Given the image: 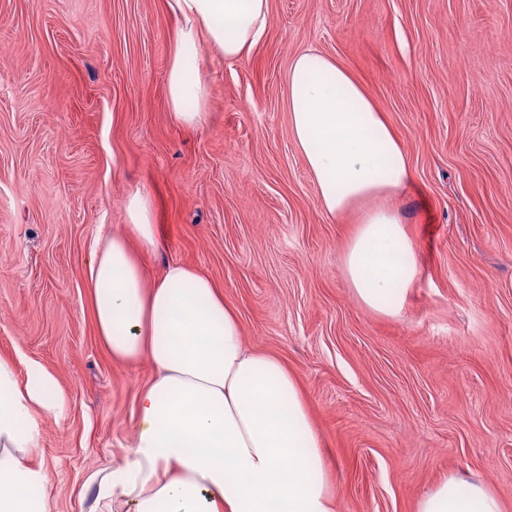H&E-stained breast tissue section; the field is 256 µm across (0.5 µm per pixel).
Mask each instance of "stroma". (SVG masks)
I'll use <instances>...</instances> for the list:
<instances>
[{
	"label": "stroma",
	"mask_w": 512,
	"mask_h": 512,
	"mask_svg": "<svg viewBox=\"0 0 512 512\" xmlns=\"http://www.w3.org/2000/svg\"><path fill=\"white\" fill-rule=\"evenodd\" d=\"M249 57L203 50L209 125L168 116L165 0H0V357L40 362L72 402L35 454L54 512L130 440L149 359L113 361L86 270L135 189L156 204L151 272L211 279L248 348L297 377L338 512H416L448 475L512 512V0H270ZM334 57L409 156L391 204L418 272L400 315L347 278L357 211L332 217L292 140L298 51Z\"/></svg>",
	"instance_id": "stroma-1"
}]
</instances>
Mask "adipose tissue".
I'll return each instance as SVG.
<instances>
[{
    "mask_svg": "<svg viewBox=\"0 0 512 512\" xmlns=\"http://www.w3.org/2000/svg\"><path fill=\"white\" fill-rule=\"evenodd\" d=\"M176 20L166 90L171 120L204 129L209 81L201 44L247 58L265 35L270 0H166ZM293 142L329 216L363 206L345 255L359 300L399 315L417 267L400 213L386 205L411 182L409 158L383 112L353 76L314 48L287 73ZM120 232L97 241L87 263L97 334L115 362L150 358L154 380L137 398L133 437L112 465L89 473L85 512H335L324 445L295 375L247 349L235 312L212 281L184 263L152 275L158 247L149 192L125 201ZM70 401L38 363L18 375L0 358V512H51L48 471L33 463L40 423ZM417 512H503L482 482L443 478Z\"/></svg>",
    "mask_w": 512,
    "mask_h": 512,
    "instance_id": "ef3b65f1",
    "label": "adipose tissue"
}]
</instances>
